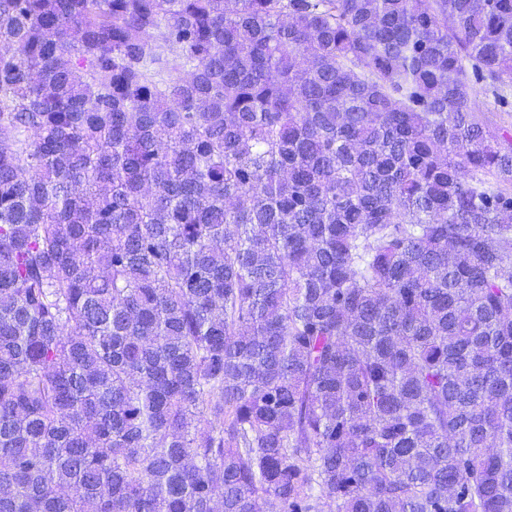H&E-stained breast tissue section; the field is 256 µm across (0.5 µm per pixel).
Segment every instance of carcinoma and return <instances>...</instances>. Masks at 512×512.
I'll list each match as a JSON object with an SVG mask.
<instances>
[{"label":"carcinoma","mask_w":512,"mask_h":512,"mask_svg":"<svg viewBox=\"0 0 512 512\" xmlns=\"http://www.w3.org/2000/svg\"><path fill=\"white\" fill-rule=\"evenodd\" d=\"M512 0H0V512H512Z\"/></svg>","instance_id":"cac0c4a2"}]
</instances>
